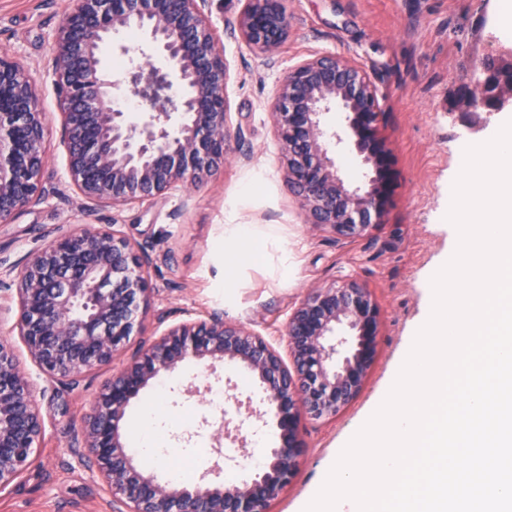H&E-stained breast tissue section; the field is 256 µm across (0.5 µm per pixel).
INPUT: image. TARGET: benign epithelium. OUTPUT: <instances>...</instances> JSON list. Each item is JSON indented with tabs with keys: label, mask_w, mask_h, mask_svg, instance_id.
I'll return each mask as SVG.
<instances>
[{
	"label": "benign epithelium",
	"mask_w": 512,
	"mask_h": 512,
	"mask_svg": "<svg viewBox=\"0 0 512 512\" xmlns=\"http://www.w3.org/2000/svg\"><path fill=\"white\" fill-rule=\"evenodd\" d=\"M207 0H76L56 37L54 85L71 184L86 200L119 208L150 207L157 198L202 185L243 139L229 122L227 65ZM136 28L147 33L168 69L140 65L127 90L143 108L133 123L114 103L103 72L102 44ZM237 29L252 50L268 54L288 38L286 0H245ZM337 105L344 128L329 132ZM458 112H512V52L474 64L452 101ZM182 122L173 127L171 115ZM273 127L288 187L309 223L353 239L384 223L395 189L394 160L382 130L374 84L360 64L322 54L282 78L272 104ZM348 137L368 167V186L347 185L330 140ZM47 128L28 70L0 56V223L41 193ZM145 247L117 229H83L34 254L6 285L16 305L13 326L44 382L75 387L111 365L137 335L148 307ZM381 311L355 280L315 288L285 323L283 358L263 336L212 313L185 312L140 347L100 387L81 422L74 453L120 504L115 512H270L293 481L306 419L336 417L363 389L375 363ZM192 359L215 375L226 362L243 366L263 389L261 405L230 399L242 421L271 416L278 445L263 467L232 484L220 480L223 441L248 452L246 439L221 420L215 464L193 485H161L128 452L121 422L131 401L162 375ZM45 422L35 380L9 336L0 338V492L29 468Z\"/></svg>",
	"instance_id": "7a95c632"
}]
</instances>
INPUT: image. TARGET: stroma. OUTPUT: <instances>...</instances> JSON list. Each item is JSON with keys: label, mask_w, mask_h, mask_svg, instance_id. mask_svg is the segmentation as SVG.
I'll list each match as a JSON object with an SVG mask.
<instances>
[{"label": "stroma", "mask_w": 512, "mask_h": 512, "mask_svg": "<svg viewBox=\"0 0 512 512\" xmlns=\"http://www.w3.org/2000/svg\"><path fill=\"white\" fill-rule=\"evenodd\" d=\"M75 0H0V54L28 67L47 115L42 193L9 223H0V273L20 268L53 240L82 228L118 225L146 246L150 308L141 341L165 313L223 314L285 349L289 310L311 289L352 277L369 288L382 314L378 355L359 396L330 420L301 426L303 454L293 482L271 512H304L355 427L377 405L427 310L425 283L446 260L454 229L445 219L448 185L458 165L457 148L487 133L481 118L451 111L458 85L473 65L512 48L498 33L497 0H288L289 35L275 52L260 55L237 31L244 0H210L208 17L220 37L229 68L227 96L232 127L244 138L223 168L206 183L170 195L149 208L116 210L83 199L71 185L61 143L53 86L55 40ZM129 54L104 49V67L130 121L141 108L121 80L137 58L138 32L121 36ZM316 54H336L365 68L385 112L383 133L395 159L396 189L383 224L344 240L307 223L286 181L274 135L270 102L288 70ZM246 225L258 244L238 252L236 225ZM111 368L79 386H55L38 394L45 433L20 482L0 492V512H113L112 498L71 446ZM178 384L164 398L168 415L197 406L188 386L237 391L260 400L258 382L243 367L225 363L219 377L201 375L193 361L176 371Z\"/></svg>", "instance_id": "1"}]
</instances>
